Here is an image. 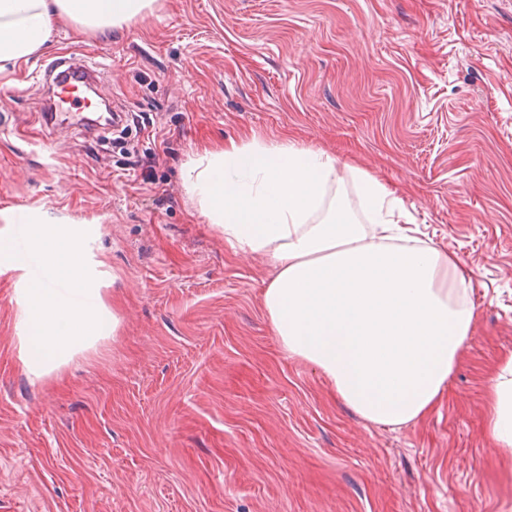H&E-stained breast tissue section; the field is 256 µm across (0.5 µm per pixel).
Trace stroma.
Listing matches in <instances>:
<instances>
[{"mask_svg":"<svg viewBox=\"0 0 512 512\" xmlns=\"http://www.w3.org/2000/svg\"><path fill=\"white\" fill-rule=\"evenodd\" d=\"M70 53L103 63L131 136L31 125L36 70ZM7 78L0 210L82 225L118 324L34 379L0 273V512H512L486 431L512 356V0H157L119 35L61 29ZM255 135L334 157L343 199L376 176L468 271L471 338L420 421L370 423L289 357L267 258L186 194L198 152Z\"/></svg>","mask_w":512,"mask_h":512,"instance_id":"35a3bbf8","label":"stroma"}]
</instances>
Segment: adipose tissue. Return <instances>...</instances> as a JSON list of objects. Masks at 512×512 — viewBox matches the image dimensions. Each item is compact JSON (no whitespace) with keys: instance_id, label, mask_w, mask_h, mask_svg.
Returning <instances> with one entry per match:
<instances>
[{"instance_id":"1","label":"adipose tissue","mask_w":512,"mask_h":512,"mask_svg":"<svg viewBox=\"0 0 512 512\" xmlns=\"http://www.w3.org/2000/svg\"><path fill=\"white\" fill-rule=\"evenodd\" d=\"M155 0H0V73L59 26L122 31ZM369 223L336 200V160L292 143L234 141L191 159L183 187L234 253L265 256L263 309L282 349L316 365L361 418L399 427L439 402L470 337L467 276L451 256L406 246L403 200L356 174ZM486 429L512 447V357L497 369Z\"/></svg>"}]
</instances>
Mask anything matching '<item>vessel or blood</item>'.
<instances>
[{"instance_id": "obj_1", "label": "vessel or blood", "mask_w": 512, "mask_h": 512, "mask_svg": "<svg viewBox=\"0 0 512 512\" xmlns=\"http://www.w3.org/2000/svg\"><path fill=\"white\" fill-rule=\"evenodd\" d=\"M101 69V63L90 56L82 59L57 57L43 65L40 83L47 98L37 117L46 130L66 126L75 134H90L92 118L75 111L73 101L81 92L95 89Z\"/></svg>"}]
</instances>
